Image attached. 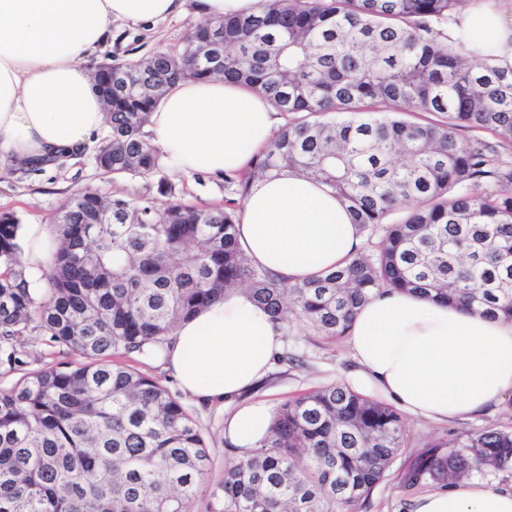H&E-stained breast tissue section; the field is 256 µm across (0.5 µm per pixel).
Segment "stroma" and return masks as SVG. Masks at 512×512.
Returning <instances> with one entry per match:
<instances>
[{"instance_id":"stroma-1","label":"stroma","mask_w":512,"mask_h":512,"mask_svg":"<svg viewBox=\"0 0 512 512\" xmlns=\"http://www.w3.org/2000/svg\"><path fill=\"white\" fill-rule=\"evenodd\" d=\"M203 21V16L191 4L181 16L151 27H113L111 44L93 56L91 63L97 66L110 61L121 62L177 47L188 31ZM95 155V149L91 148L77 159L61 160L47 172L19 169L0 175V211L13 212L20 218L22 245H29L34 233L42 240H50V224L58 207L84 187H95L109 195L145 196L163 203L156 182L131 177L118 180L103 177L95 166ZM169 178L177 193L192 204L220 205L230 196L219 177L173 172ZM282 353L283 360L274 362L267 379L253 393L254 398L267 400L276 408L301 393L345 383L354 367L347 337L327 338L299 323L289 327ZM184 403L210 432L211 470L198 491L199 497L203 498L225 465L234 460L235 454L224 440L223 408L202 406L189 397ZM403 421L406 428L404 448L385 478L361 502L359 512H410V505L419 492L405 490L402 486V475L409 461L431 444L461 433L487 428L512 430V395L488 413L472 418L434 423L407 415Z\"/></svg>"}]
</instances>
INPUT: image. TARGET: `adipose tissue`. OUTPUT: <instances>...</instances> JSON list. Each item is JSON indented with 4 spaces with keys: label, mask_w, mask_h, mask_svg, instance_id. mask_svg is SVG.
Segmentation results:
<instances>
[{
    "label": "adipose tissue",
    "mask_w": 512,
    "mask_h": 512,
    "mask_svg": "<svg viewBox=\"0 0 512 512\" xmlns=\"http://www.w3.org/2000/svg\"><path fill=\"white\" fill-rule=\"evenodd\" d=\"M185 2L0 0V173L48 170L95 144L106 114L88 58L106 45L113 25H153L182 15ZM447 34L465 39L469 57L512 69V0H467ZM279 121L262 95L187 79L165 94L145 133L174 170L221 176L251 167ZM238 240L252 264L292 283L336 269L362 245L345 204L296 176L253 184ZM348 343L353 383L417 417L477 416L512 394V321L386 292L359 308ZM283 345L269 314L234 291L183 323L164 354L182 392L203 405H232L224 437L238 457L268 434L272 404L242 397L267 376ZM411 512H512V485L461 479L420 495Z\"/></svg>",
    "instance_id": "ef3b65f1"
}]
</instances>
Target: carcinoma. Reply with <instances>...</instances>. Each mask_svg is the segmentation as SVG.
I'll use <instances>...</instances> for the list:
<instances>
[{
	"instance_id": "carcinoma-1",
	"label": "carcinoma",
	"mask_w": 512,
	"mask_h": 512,
	"mask_svg": "<svg viewBox=\"0 0 512 512\" xmlns=\"http://www.w3.org/2000/svg\"><path fill=\"white\" fill-rule=\"evenodd\" d=\"M460 3L261 0L215 21L219 70L197 28L177 49L101 64L128 85L95 156L104 176L162 172L142 130L181 80L238 83L290 119L252 168L224 177L235 197L222 207L183 202L164 177L163 205L76 191L53 224L44 288L18 268L20 218L0 212V367L25 365L22 336L80 357L0 389V512H357L404 447L396 407L341 384L293 398L200 499L207 429L113 357L161 356L183 321L238 287L283 331L301 321L331 338L394 290L512 320V70L468 62L464 40L444 35ZM285 171L343 198L365 237L301 284L253 265L237 237L252 180ZM511 467L512 431L487 429L415 457L403 487Z\"/></svg>"
}]
</instances>
